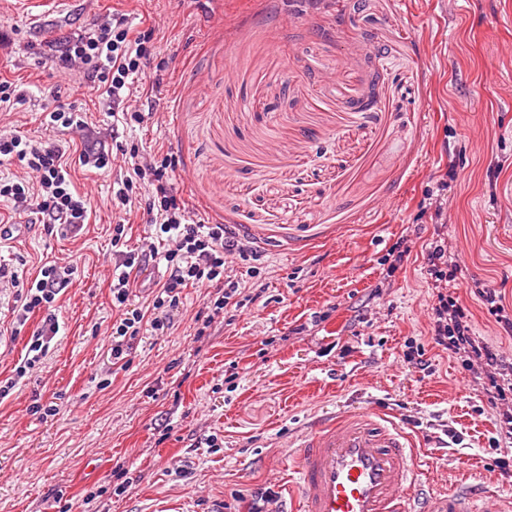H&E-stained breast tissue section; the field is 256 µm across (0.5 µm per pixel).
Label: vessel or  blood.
I'll use <instances>...</instances> for the list:
<instances>
[{
  "mask_svg": "<svg viewBox=\"0 0 512 512\" xmlns=\"http://www.w3.org/2000/svg\"><path fill=\"white\" fill-rule=\"evenodd\" d=\"M68 0H24L38 19ZM291 482L303 512H484L477 494L423 489L411 439L373 410L347 413L311 428L297 444Z\"/></svg>",
  "mask_w": 512,
  "mask_h": 512,
  "instance_id": "1",
  "label": "vessel or blood"
}]
</instances>
